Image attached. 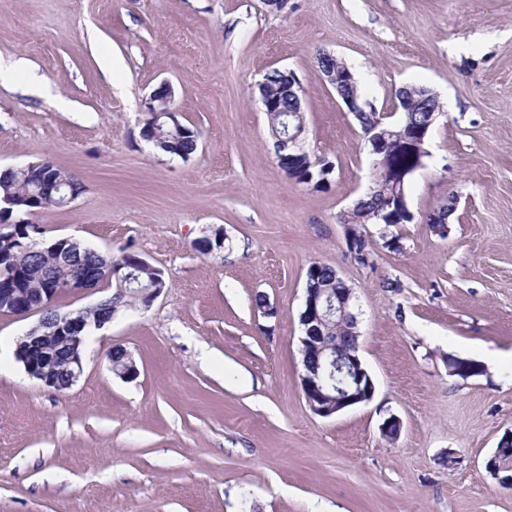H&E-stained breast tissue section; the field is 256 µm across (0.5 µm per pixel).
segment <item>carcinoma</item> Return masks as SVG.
I'll use <instances>...</instances> for the list:
<instances>
[{
  "instance_id": "carcinoma-1",
  "label": "carcinoma",
  "mask_w": 512,
  "mask_h": 512,
  "mask_svg": "<svg viewBox=\"0 0 512 512\" xmlns=\"http://www.w3.org/2000/svg\"><path fill=\"white\" fill-rule=\"evenodd\" d=\"M339 74L336 92L341 97H350L353 92L361 88L355 73L344 61L336 64ZM267 87V95L276 102L277 111L266 113L268 132L273 144H278V138L285 132V124L288 119H293L299 124L304 120L298 112V101L290 90L291 81L288 80V70L275 68L264 76ZM397 96L404 97L406 107L402 108L400 121L388 126V138L397 140L400 136L408 134V131L428 121L429 113L419 111L417 104L419 94L416 87H403L397 92ZM161 137L166 144L173 147L170 155L183 160L193 155L198 148L199 132L197 129L185 124L174 127L164 125L159 127ZM370 152L375 157L384 161L378 169V180L375 190L363 197L348 215L350 224H360L359 218L365 214H372L370 222L374 224H402L408 222L404 217V205L391 199L394 195L393 171L405 169L412 164V159L390 156L391 150L376 152V145H370ZM37 171L45 177H54L58 180L68 181L75 195L79 196L84 191V186L77 176L55 167L49 162L42 163ZM0 195L12 197L18 200L13 210L0 217V271L6 275L0 276V294L6 288H20L26 296H35L44 292L46 288H62L71 278L87 276L94 281L103 280L104 259L106 256L96 250L72 248L70 243L56 240L57 252H46L44 246L33 245L26 250H20L9 242L11 235L15 234L24 239H40V232L36 231V225L24 219V216L36 210L57 207L62 204L61 199L52 192L43 189L41 182L32 177L28 170L1 169L0 170ZM456 203V197L450 196L448 208H441L437 217L433 218L432 228L439 235L444 236L445 219L451 214ZM137 254L126 253L116 261L129 266V280L123 284L125 293L116 291L117 285H112L114 291L103 299L102 309L96 311H83L82 319L88 323L96 321L107 311L114 313L128 307L147 306L149 289L157 287L162 277L159 272L143 268L134 263ZM307 288H324L331 296L341 293L349 288L347 283L336 276V270L319 262L311 264L307 270Z\"/></svg>"
}]
</instances>
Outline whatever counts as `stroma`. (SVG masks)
<instances>
[{
	"mask_svg": "<svg viewBox=\"0 0 512 512\" xmlns=\"http://www.w3.org/2000/svg\"><path fill=\"white\" fill-rule=\"evenodd\" d=\"M321 50L378 111L409 84L444 106L408 184L412 221L361 227L369 266L342 223L369 184V144ZM0 59L24 63L0 75V167L46 159L85 185L31 221L136 253L166 281L149 308L93 333L63 393L14 357L37 315L0 316V512H512V488L485 468L512 432V0H288L279 13L263 0H0ZM275 68L300 81L305 148L333 162L328 186L275 158L257 89ZM164 81L201 134L185 160L142 136ZM452 194L440 237L427 218ZM315 262L354 291L375 384L329 418L301 387ZM117 345L137 378L112 371ZM452 357L482 370L454 375Z\"/></svg>",
	"mask_w": 512,
	"mask_h": 512,
	"instance_id": "35a3bbf8",
	"label": "stroma"
}]
</instances>
